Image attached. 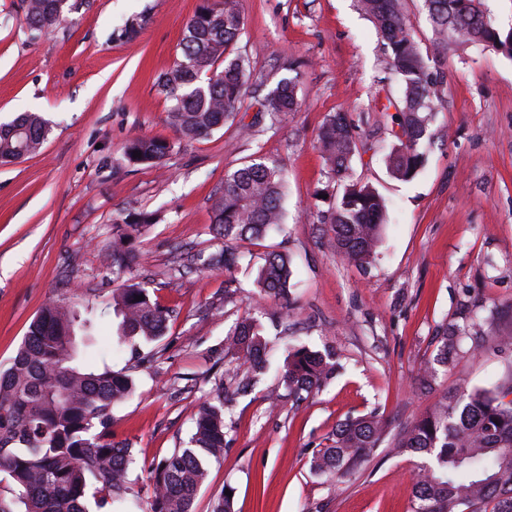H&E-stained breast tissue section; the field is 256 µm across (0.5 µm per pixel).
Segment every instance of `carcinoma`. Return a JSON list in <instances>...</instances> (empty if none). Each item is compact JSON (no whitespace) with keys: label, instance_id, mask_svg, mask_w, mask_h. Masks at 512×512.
<instances>
[{"label":"carcinoma","instance_id":"cac0c4a2","mask_svg":"<svg viewBox=\"0 0 512 512\" xmlns=\"http://www.w3.org/2000/svg\"><path fill=\"white\" fill-rule=\"evenodd\" d=\"M23 23L40 36L64 18L59 0H23ZM372 20L387 52L392 73L401 84L396 104L399 147L387 158L390 174L411 179L423 166L421 148L439 100V77L408 28L403 0H358ZM433 46L448 39L481 43L512 57V32L501 36L481 0H424ZM243 20L239 0H201L179 43L180 58L159 76V91L172 102L168 121L186 140H197L233 119L244 96L250 64L227 49L237 41ZM297 77L281 79L261 102V113L275 118L297 109ZM38 112L26 111L0 126V163H12L38 152L47 136ZM328 171L343 183V194L329 215L336 254L356 264L374 257L387 212L386 201L367 183L350 178L359 134L345 114L328 115L318 135ZM172 150L161 139L136 137L123 147L126 160L157 165ZM141 157L134 156V152ZM286 181L276 162L252 159L227 174L213 202L214 236L224 248L199 256L198 270L230 273L244 257L245 242L258 241L281 223ZM156 213L140 212L113 220L107 265L126 275L134 260L133 244L143 227L156 224ZM293 275L288 255L268 252L254 281V307L271 301L288 307ZM145 296L138 301L136 297ZM118 320L115 345L138 353L140 344L166 335L169 311L150 296L144 284L127 279L101 304H81L78 295L49 301L31 321L10 366L0 370V512H88L87 502L105 512H126L131 449L110 433L112 409L134 392V379L108 364H83L97 350L102 321ZM437 362L468 338L463 326H438ZM224 344L239 354L247 372L264 368L266 343L257 319L247 315L224 334ZM338 370L335 358L306 346L292 347L282 383L296 398L323 387ZM512 373L492 389L472 388L445 396L392 441L396 452L420 453L428 461L416 467L413 512H512ZM383 434L375 415L348 418L336 426L331 445L312 458L311 469L338 477L355 472L378 446ZM224 399L217 391L200 406L187 446L176 448L151 469L153 495L149 512H193L195 496L211 461L224 456Z\"/></svg>","mask_w":512,"mask_h":512}]
</instances>
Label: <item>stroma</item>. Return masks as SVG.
I'll use <instances>...</instances> for the list:
<instances>
[{
  "label": "stroma",
  "instance_id": "stroma-1",
  "mask_svg": "<svg viewBox=\"0 0 512 512\" xmlns=\"http://www.w3.org/2000/svg\"><path fill=\"white\" fill-rule=\"evenodd\" d=\"M20 0H0V125L33 110L49 123L39 153L0 164V366L53 297L100 300L123 285L105 264L114 218L157 211L143 228L134 275L170 313L147 366L110 353L112 322L100 346L113 370L136 388L112 411V439L131 448L140 508L152 496L148 469L184 446L200 405L224 387L227 445L211 462L194 502L210 512L234 489L233 512H410L411 473L421 455L389 445L445 393L491 388L512 371V57L484 45L450 46L437 55L445 75L429 126L424 166L409 181L386 164L396 126L382 109L400 84L372 21L356 0H239L244 26L231 54L250 62L233 122L186 142L169 125L157 88L172 68L185 26L200 0H68L50 34L32 36ZM137 34L123 38L125 20ZM298 75L297 111L253 124L255 106L289 73ZM341 112L365 147L353 179L387 200L375 259L356 266L327 244L322 219L342 194L317 148L327 115ZM137 136L169 140L163 167L126 162ZM262 157L286 177L284 223L250 246L233 273H199L190 260L223 246L212 233L211 204L227 172ZM288 254L290 313L260 315L269 367L252 387L224 332L248 311L254 279L269 249ZM478 326L477 356L458 354L423 388L440 324ZM335 351L341 372L297 400L281 385L287 343ZM374 413L383 438L355 474L311 469L338 423Z\"/></svg>",
  "mask_w": 512,
  "mask_h": 512
}]
</instances>
